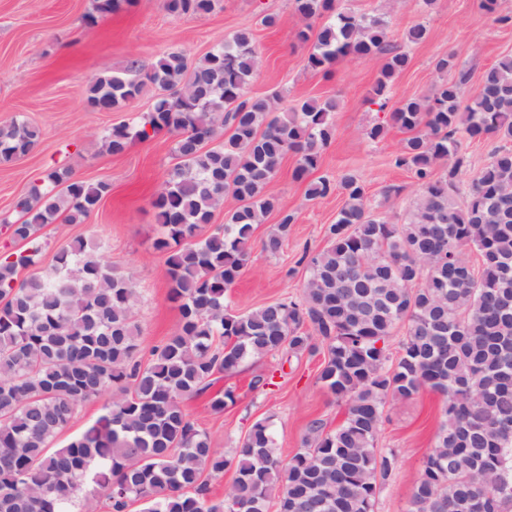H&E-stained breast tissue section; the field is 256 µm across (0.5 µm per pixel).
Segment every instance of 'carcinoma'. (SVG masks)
Masks as SVG:
<instances>
[{"label":"carcinoma","instance_id":"1","mask_svg":"<svg viewBox=\"0 0 512 512\" xmlns=\"http://www.w3.org/2000/svg\"><path fill=\"white\" fill-rule=\"evenodd\" d=\"M123 0H94L89 24ZM314 34L307 68L329 71L340 58L384 59L370 101L384 109L407 53L391 45L381 16L335 9V0H293ZM218 0H164L177 17L212 12ZM259 65L252 32L240 29L192 63L177 51L157 59L144 79L107 74L85 89L87 103L118 109L153 90L150 111L100 138L116 155L150 133L173 138L177 162L152 200L166 254L170 299L180 324L140 359L135 323L140 292L133 275H116L81 238L39 267L37 233L60 214L76 224L95 211L109 185L68 168L16 203L6 223L13 242L0 250V512H68L84 492L83 512H375L396 455L377 447L390 399L430 389L445 400L434 448L420 465L406 512H512V56L487 68L477 90L452 56L435 61L442 80L430 96L401 100L389 122L406 130L395 165L410 170L419 195L406 222L394 224L354 176L328 245L308 259L297 300L236 313L225 302L252 262L255 226L277 208L265 188L289 153L293 176L307 180L336 134L333 98L276 111L279 94L249 97ZM497 138L488 163L462 189V141ZM37 127L0 125V162L33 151ZM335 191L329 179L306 196ZM232 199L224 223L214 211ZM295 223L281 213L261 242L275 256ZM476 252L471 264L466 251ZM34 272L23 277L27 269ZM404 331L396 353L389 342ZM326 350L317 380L345 406L334 429L313 421L303 448L276 453L265 420L225 455L188 415L184 401L209 391L251 359ZM107 398L104 413L55 445L78 410ZM234 470L224 500L210 498L209 477Z\"/></svg>","mask_w":512,"mask_h":512}]
</instances>
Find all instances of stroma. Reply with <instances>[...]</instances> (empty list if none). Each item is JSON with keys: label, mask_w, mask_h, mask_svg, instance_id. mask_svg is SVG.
I'll return each instance as SVG.
<instances>
[{"label": "stroma", "mask_w": 512, "mask_h": 512, "mask_svg": "<svg viewBox=\"0 0 512 512\" xmlns=\"http://www.w3.org/2000/svg\"><path fill=\"white\" fill-rule=\"evenodd\" d=\"M164 0H125L122 8L86 24L92 0H0V125L24 119L37 127L38 146L17 160L0 164V221L16 220L15 202L53 168H70L87 182H104L110 191L82 223L56 221L42 228L41 266L51 264L58 250L82 237L101 244V256L114 271L137 280L141 300L135 322L143 347L163 343L178 328L180 314L168 298L169 281L163 253L153 247L160 235L151 201L167 169L173 165V139L159 133L133 143L124 153L101 149L99 137L110 127L148 111L150 93L120 109L101 112L89 106L83 88L109 72L125 75L131 68L148 70L163 54L180 51L197 61L236 30L250 29L260 57L259 70L248 87L254 97L280 93L286 104L307 99L335 98L336 137L325 150L318 176L340 181L356 176L368 195L393 222L403 223L418 194L410 171L396 167L394 158L405 139L404 130L388 125V111L370 101V90L382 58H347L331 74L307 69L309 47L298 39L306 26L291 0H221L211 13L174 17ZM336 6L368 16L385 17L390 41L408 53L410 64L394 81L392 102L407 96L431 95L442 80L434 63L451 54L469 69L470 89H477L484 69L512 54V0H497L495 14H487L482 0H337ZM277 22L264 24V16ZM424 24L428 38L419 44L405 41L413 24ZM386 123L385 136L370 140L366 132ZM294 155H287L266 186L280 210L295 213L296 221L281 252L274 256L254 250L253 263L228 289L232 310L245 313L264 304L299 297L309 275L305 250L326 246V229L344 204L337 192L307 199L306 184L294 180ZM396 193L384 197L386 188ZM324 352L264 357L224 377L221 388L233 389L236 399L223 413H212L209 395L186 402L185 409L206 430L214 447L232 453L252 425L268 420L277 453L291 457L302 446L308 423L323 420L335 428L344 407L317 381ZM273 375L275 384L254 391V376ZM444 400L423 390L386 406L377 445L396 452L393 475L381 491L375 512H405L421 461L435 444L443 420Z\"/></svg>", "instance_id": "35a3bbf8"}]
</instances>
